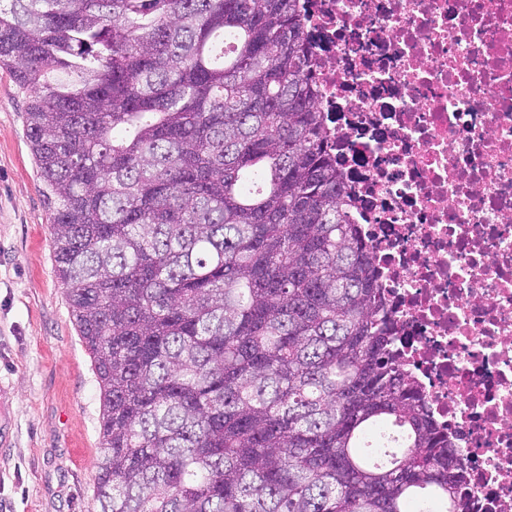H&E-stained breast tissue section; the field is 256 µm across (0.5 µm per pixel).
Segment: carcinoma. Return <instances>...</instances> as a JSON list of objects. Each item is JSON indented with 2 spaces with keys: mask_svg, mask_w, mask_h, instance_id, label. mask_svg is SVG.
Returning a JSON list of instances; mask_svg holds the SVG:
<instances>
[{
  "mask_svg": "<svg viewBox=\"0 0 512 512\" xmlns=\"http://www.w3.org/2000/svg\"><path fill=\"white\" fill-rule=\"evenodd\" d=\"M309 65L297 0H0L100 512H448Z\"/></svg>",
  "mask_w": 512,
  "mask_h": 512,
  "instance_id": "obj_1",
  "label": "carcinoma"
}]
</instances>
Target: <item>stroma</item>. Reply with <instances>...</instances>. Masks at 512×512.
I'll return each instance as SVG.
<instances>
[{
    "label": "stroma",
    "mask_w": 512,
    "mask_h": 512,
    "mask_svg": "<svg viewBox=\"0 0 512 512\" xmlns=\"http://www.w3.org/2000/svg\"><path fill=\"white\" fill-rule=\"evenodd\" d=\"M24 102L0 69V512H100L101 393L57 276Z\"/></svg>",
    "instance_id": "1"
}]
</instances>
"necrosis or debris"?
Masks as SVG:
<instances>
[{"label":"necrosis or debris","mask_w":512,"mask_h":512,"mask_svg":"<svg viewBox=\"0 0 512 512\" xmlns=\"http://www.w3.org/2000/svg\"><path fill=\"white\" fill-rule=\"evenodd\" d=\"M347 211L468 512H512V0H298Z\"/></svg>","instance_id":"obj_1"}]
</instances>
